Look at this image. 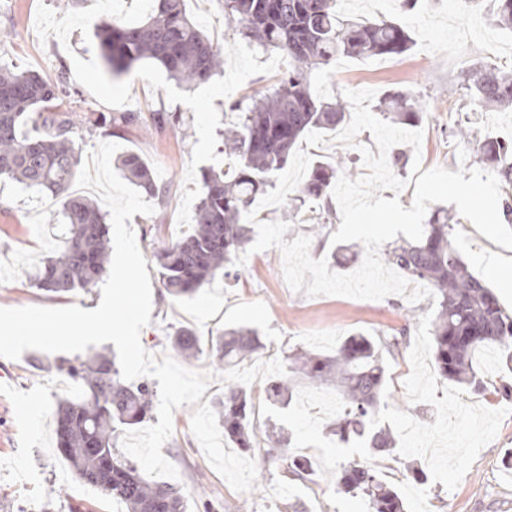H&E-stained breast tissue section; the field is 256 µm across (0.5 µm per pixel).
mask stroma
<instances>
[{"instance_id": "obj_1", "label": "stroma", "mask_w": 512, "mask_h": 512, "mask_svg": "<svg viewBox=\"0 0 512 512\" xmlns=\"http://www.w3.org/2000/svg\"><path fill=\"white\" fill-rule=\"evenodd\" d=\"M355 17H385L403 25L413 39L410 51L395 58L344 59L343 70L314 72L311 88L325 99L344 91L370 88L377 96L397 89L420 95L424 112L418 124L424 132L422 148L434 151L433 166L450 168L459 151H468L469 167H478L472 144L453 132L467 126L479 136L512 138V108L473 112L465 105L461 76L474 66L495 64L512 70V30L490 20L493 0H426L423 9L406 13L399 0H349ZM151 0H0V65H16L43 75L64 74L72 97L100 112L130 113L135 122L119 135L107 129L85 136L82 154L99 143L112 142L137 153L153 170L163 196L153 198L154 213L134 215L128 226L148 262L151 280V321L141 331L143 348L154 355L169 353L168 338L187 328L202 348L187 361L192 370L212 372L208 351L225 328L254 329L260 347L251 360L232 369L235 381H259L252 393L251 423L257 433L268 424L284 426L292 438L291 456L312 464L308 479H290L287 461H270L262 449L244 452L224 437L217 406L224 398V376L212 372L203 401L178 407L173 433L163 455L179 472L186 512H367L361 496L339 487L343 465L367 461L361 448H341L329 436L340 412V398L329 385L315 386L302 378L292 382V399L273 409L266 399L272 380L289 373V353L303 348L323 354L336 351L355 333L387 337L406 327L410 338L399 355L388 359L384 392L386 406L380 423L399 439L393 455L380 465L381 479L396 487L407 512H512V468L503 466L512 455V400L493 398L443 380L432 354L430 322L435 297L412 303L404 296L358 300L338 296L309 297L290 289L283 276L278 249L250 255L237 275L216 277L189 297L169 296L158 267L150 258L151 244L179 237L192 223L202 169L223 168L225 128L237 113L230 102L265 91L279 70L275 52L264 50L224 20L223 0H186L191 18L224 47V71L208 83L187 91L166 70L143 62L128 74L115 77L105 68L96 36L103 17L116 16L133 24L143 20ZM477 26L478 35L458 62L448 59V39L459 29ZM357 146L333 141L331 133L311 131L297 143L312 160H350L354 176L364 175L359 145H372L370 131L357 137ZM307 209L325 214L321 232L312 235L310 254L329 258L335 250L331 235L341 223L340 213H327L323 200L307 202ZM455 223L450 237L469 268L481 276L506 312L512 313V290L478 257L496 253L512 269V250L481 235L455 205H448ZM63 247L62 207L41 200L24 185L0 181V307L60 308L99 305L101 288L62 294L37 288L32 274L43 260ZM331 271L350 268L331 262ZM61 354L28 350L20 359L0 357V512H68L71 502L89 512H111V497L80 482L55 448L54 414L58 399L75 397L74 385H62L57 366ZM481 421V433L451 435L459 405ZM417 462L428 483L414 481L409 462Z\"/></svg>"}]
</instances>
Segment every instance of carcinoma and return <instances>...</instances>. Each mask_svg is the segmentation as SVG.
<instances>
[{"mask_svg":"<svg viewBox=\"0 0 512 512\" xmlns=\"http://www.w3.org/2000/svg\"><path fill=\"white\" fill-rule=\"evenodd\" d=\"M145 20L135 25L114 16L99 28L101 56L113 76L128 73L151 60L162 65L178 84L191 89L209 82L224 65V48L206 36L187 15L185 0H154ZM342 0H224L227 26L263 47L284 56V67L265 94H253L251 104L240 100L229 110L240 113L237 126L224 131V152L233 159L227 169H205L202 192L195 206V223L176 240L152 247L163 288L174 298L193 295L229 268L244 253L253 233L246 219L255 199L272 185L288 162L298 140L315 129L333 131L347 115L340 100L325 102L311 91L313 71L330 68L340 57L368 59L406 53L411 37L387 19L354 21L341 12ZM493 20L512 27V0H494ZM475 110L491 112L512 105V73L482 65L466 74L461 84ZM70 96L63 74L56 78L36 71L0 66V178H7L53 201L62 203L65 246L47 258L37 271V287L48 293L90 290L106 275L110 245L104 214L94 200L77 196L71 186L80 164L83 132L107 124L121 128L132 122L122 114L112 119L89 113L78 117L64 104ZM383 104L391 119L411 125L420 119L419 97L410 91L388 93ZM478 158L496 167L506 185L512 184V142L486 137ZM119 169L141 193L154 197L160 187L140 156L126 152ZM349 170L345 161H317L298 191L297 200L320 199L339 176ZM451 218L435 215L423 237L386 249V262L411 280L428 283L438 297L431 321L432 347L438 374L453 383L496 397H512V386L490 388L477 377L475 351L496 346L503 367L512 371V316L504 311L485 281L469 270L450 239ZM406 330L378 346L357 334L348 337L332 356L297 351L288 356L291 369L312 383L330 382L342 401L332 425L340 443L365 441L372 456H385L396 447L390 429L377 427L373 416L380 404L389 354L404 344ZM170 346L187 360L201 347L195 334L181 329ZM258 343L250 328L227 330L211 347L219 371L252 357ZM80 386L81 394L57 401L55 440L73 473L104 495L119 500L127 512H185L182 488L148 481L123 459L117 448L119 432L146 421L154 390L147 381L132 387L121 378L115 357L105 351L87 352L73 362L60 363ZM292 397L290 379L268 384L267 400L275 405ZM252 397L233 382L224 385L221 416L224 438L244 450L254 448L257 434L250 424ZM266 455L288 460V471L302 480L310 471L304 458H288L290 438L282 432L266 435ZM342 489L361 494L371 512H406L398 491L379 477L375 467L350 463L342 469Z\"/></svg>","mask_w":512,"mask_h":512,"instance_id":"obj_1","label":"carcinoma"}]
</instances>
